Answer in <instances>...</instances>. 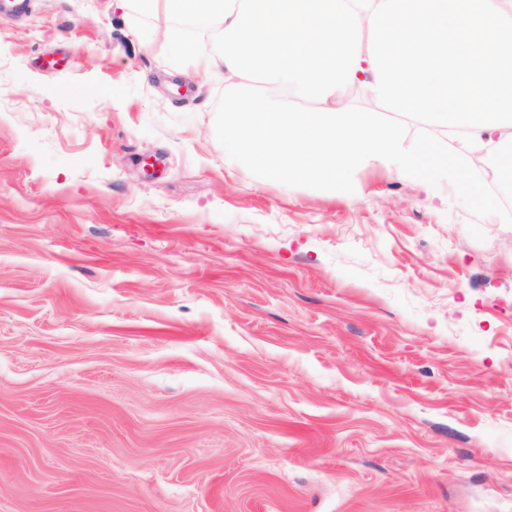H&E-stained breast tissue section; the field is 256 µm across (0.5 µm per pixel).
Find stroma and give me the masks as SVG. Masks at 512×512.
Returning <instances> with one entry per match:
<instances>
[{
	"label": "stroma",
	"mask_w": 512,
	"mask_h": 512,
	"mask_svg": "<svg viewBox=\"0 0 512 512\" xmlns=\"http://www.w3.org/2000/svg\"><path fill=\"white\" fill-rule=\"evenodd\" d=\"M133 19L0 16V512H512V225L254 176Z\"/></svg>",
	"instance_id": "35a3bbf8"
}]
</instances>
